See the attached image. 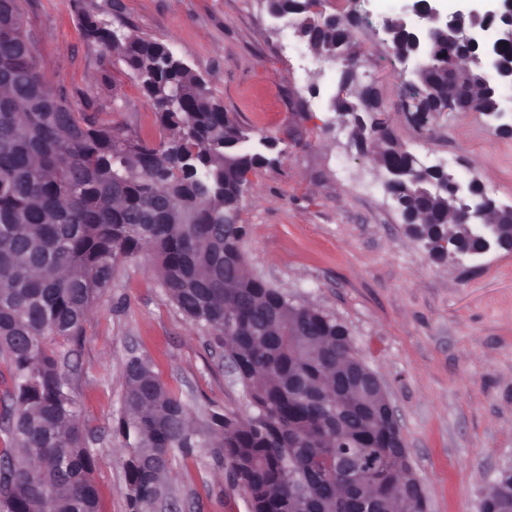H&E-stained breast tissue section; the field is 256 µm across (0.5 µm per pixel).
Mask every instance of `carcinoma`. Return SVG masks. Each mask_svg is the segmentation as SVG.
I'll return each mask as SVG.
<instances>
[{
	"instance_id": "1",
	"label": "carcinoma",
	"mask_w": 512,
	"mask_h": 512,
	"mask_svg": "<svg viewBox=\"0 0 512 512\" xmlns=\"http://www.w3.org/2000/svg\"><path fill=\"white\" fill-rule=\"evenodd\" d=\"M271 13L298 18L301 39L322 58L343 56L340 67L360 68L358 55L346 54L352 27L340 20L312 33L308 20L318 0H266ZM393 55H414L423 66L421 111L427 117L461 112L448 99V66L464 69L481 88L480 114L500 111L507 85L495 79L487 55L464 44L448 48L440 35L420 45L414 26L399 18L385 22ZM496 58L512 69V30L498 23ZM83 36L116 52L136 75L162 129L177 138L169 151L144 141L129 127L95 113L76 112L62 93L49 88L40 72L31 73L29 39L17 0H0V96L11 99L0 111V359L9 365L13 388L4 411L11 447L0 454L9 477L0 480V512H98L80 412L60 366L57 344L77 341L98 296L112 284L118 264L144 253L151 257L171 302L213 343L228 346L237 358L238 377L252 413L245 418L217 414L211 419V447L234 466L232 486L251 499L252 512H289L295 489H305L297 512H362V491H336L326 475L336 450V403L318 404L288 385L299 373L315 392L337 394L325 374L328 360L297 336L288 335V295L253 276L232 257L240 251L242 224H224V214L240 216L248 174L270 164L262 149L211 94L201 77L179 61L150 71L168 44L126 36L112 43V28L89 14L81 18ZM179 105L170 108L171 96ZM353 144H364L367 107L353 94L331 101ZM377 151H365L376 166L398 172L395 205L406 224H419L420 195L429 192L434 207L427 223L443 224L448 206L472 203L467 186L478 182L420 169L417 156L389 133ZM195 154L196 178L181 156ZM238 320L226 335L224 311ZM303 321L331 343L347 328L318 310ZM123 422L135 444L124 445L126 486L131 512H148L161 486L156 467L169 465L178 451L187 457L199 447L188 406L169 390L153 364L136 354L125 364ZM347 445L383 459L372 477L385 497L401 491L399 464L392 459L391 428L372 419L364 402L351 399L341 409Z\"/></svg>"
}]
</instances>
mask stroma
I'll return each mask as SVG.
<instances>
[{
    "mask_svg": "<svg viewBox=\"0 0 512 512\" xmlns=\"http://www.w3.org/2000/svg\"><path fill=\"white\" fill-rule=\"evenodd\" d=\"M33 58L75 111L162 130L126 65L81 35L88 14L169 44L211 94L256 136L275 144L248 176L241 249L249 271L294 304L345 325L396 409L428 512H481L486 488L512 469V253L478 261L433 258L408 232L372 163L329 107L336 68L306 53L265 0H19ZM370 16L353 31L364 80L375 82L395 136L424 162L477 173L512 204V137L476 112H443L426 126L400 108L405 75L386 43V19L413 21L408 0H347ZM139 255L119 264L96 300L64 373L93 458L100 512H130L121 429L124 367L147 357L190 408L200 436L212 414L246 416L248 402L209 334L189 323ZM172 512H249L212 448L174 455Z\"/></svg>",
    "mask_w": 512,
    "mask_h": 512,
    "instance_id": "1",
    "label": "stroma"
}]
</instances>
